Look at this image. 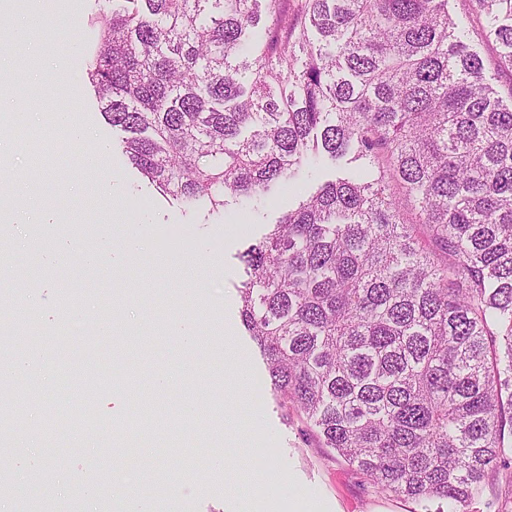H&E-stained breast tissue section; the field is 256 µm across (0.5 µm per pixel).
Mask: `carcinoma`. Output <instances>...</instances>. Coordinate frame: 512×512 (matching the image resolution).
<instances>
[{"mask_svg": "<svg viewBox=\"0 0 512 512\" xmlns=\"http://www.w3.org/2000/svg\"><path fill=\"white\" fill-rule=\"evenodd\" d=\"M102 0L87 77L163 196L270 198L360 163L245 255L275 389L380 493L512 512V0ZM263 28H258V25ZM467 42L471 48L489 61L496 59L503 51V48L499 44L486 38L483 20L477 17L475 13L471 16Z\"/></svg>", "mask_w": 512, "mask_h": 512, "instance_id": "carcinoma-1", "label": "carcinoma"}]
</instances>
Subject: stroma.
Returning a JSON list of instances; mask_svg holds the SVG:
<instances>
[{
  "mask_svg": "<svg viewBox=\"0 0 512 512\" xmlns=\"http://www.w3.org/2000/svg\"><path fill=\"white\" fill-rule=\"evenodd\" d=\"M54 7L53 21L29 33L10 60L20 62L36 45L64 62L66 77L36 99H20L39 113L37 126L0 132L14 144L9 169H40L29 202L49 203L64 218L32 225L31 247L18 225L0 235L1 245L27 259L24 271L4 273L13 286L0 288V328L45 361L40 377L8 384L12 398L35 385L41 399L25 409L21 445L0 454L7 474L0 512H17L22 488L28 512H114L135 486L154 512H167L174 495L181 512H265L256 476L272 465L293 489L281 512H416L410 500L377 493L282 404L241 323L240 255L306 188L280 192L272 206L231 200L218 211L204 201L166 200L128 165L121 134L105 123L86 78L81 48L96 38V0H55ZM60 113L88 132L83 145L62 133ZM59 238L70 243L69 263L38 264V252ZM99 249L119 274L83 264L86 252ZM172 256L191 259L199 285L157 272L155 260ZM19 303L29 320L14 319ZM228 362L244 368L246 397H225ZM64 390L78 406L97 398L111 430H50ZM232 436L236 457L224 471ZM178 471L187 479L170 489L167 477ZM90 472L101 474L102 486L65 492L70 477Z\"/></svg>",
  "mask_w": 512,
  "mask_h": 512,
  "instance_id": "1",
  "label": "stroma"
}]
</instances>
